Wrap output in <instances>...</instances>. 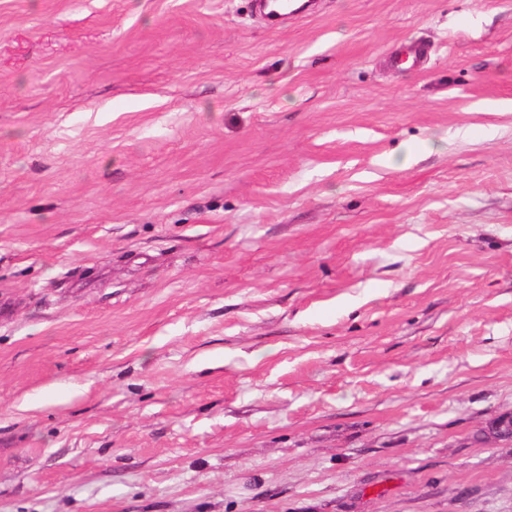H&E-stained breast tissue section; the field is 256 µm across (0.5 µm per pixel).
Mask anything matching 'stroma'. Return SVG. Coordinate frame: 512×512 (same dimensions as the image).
<instances>
[{"label": "stroma", "mask_w": 512, "mask_h": 512, "mask_svg": "<svg viewBox=\"0 0 512 512\" xmlns=\"http://www.w3.org/2000/svg\"><path fill=\"white\" fill-rule=\"evenodd\" d=\"M0 512H512V0H0Z\"/></svg>", "instance_id": "obj_1"}]
</instances>
